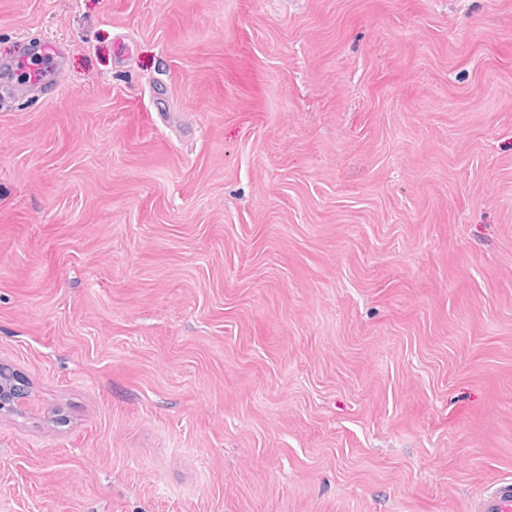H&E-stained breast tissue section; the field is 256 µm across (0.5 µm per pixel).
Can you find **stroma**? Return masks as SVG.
Returning <instances> with one entry per match:
<instances>
[{"instance_id":"35a3bbf8","label":"stroma","mask_w":512,"mask_h":512,"mask_svg":"<svg viewBox=\"0 0 512 512\" xmlns=\"http://www.w3.org/2000/svg\"><path fill=\"white\" fill-rule=\"evenodd\" d=\"M0 512H470L512 480V0H0ZM59 74L58 68H53L49 72L42 71L38 77H32L21 83H16L12 88V95L18 98L33 96L41 89L47 79H57Z\"/></svg>"}]
</instances>
